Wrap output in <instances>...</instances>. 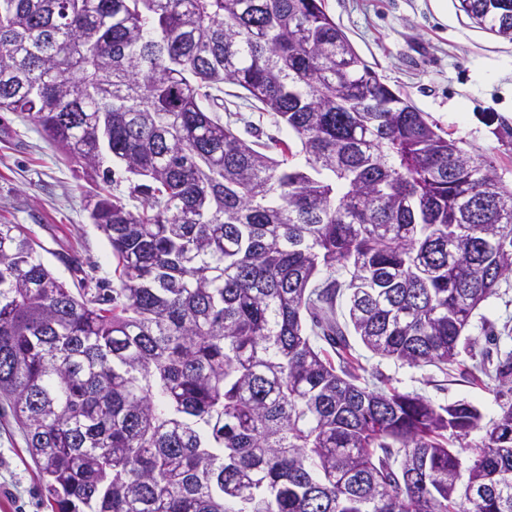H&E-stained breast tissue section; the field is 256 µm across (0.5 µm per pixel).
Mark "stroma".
Wrapping results in <instances>:
<instances>
[{
  "label": "stroma",
  "instance_id": "35a3bbf8",
  "mask_svg": "<svg viewBox=\"0 0 512 512\" xmlns=\"http://www.w3.org/2000/svg\"><path fill=\"white\" fill-rule=\"evenodd\" d=\"M357 53L394 91L407 96L464 150L490 157L512 184V42L459 14L454 0H325ZM93 182L26 115L0 112V224H20L44 265L70 288L78 259L94 279L112 275V254L86 208ZM474 350H461L449 373L413 367L356 345L360 374L372 385L417 393L434 405L464 401L483 423L501 414L493 385L472 381L483 354L512 350V276L474 311ZM22 430L0 410V512H47Z\"/></svg>",
  "mask_w": 512,
  "mask_h": 512
}]
</instances>
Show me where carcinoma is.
<instances>
[{
  "mask_svg": "<svg viewBox=\"0 0 512 512\" xmlns=\"http://www.w3.org/2000/svg\"><path fill=\"white\" fill-rule=\"evenodd\" d=\"M455 7L512 42V0ZM226 83L297 149L222 122ZM0 111L140 179L135 212L88 195L115 262L93 288L0 224V403L50 512H512V400L483 426L371 388L336 312L371 352L448 369L512 275V186L323 0H0ZM480 374L512 394V351Z\"/></svg>",
  "mask_w": 512,
  "mask_h": 512,
  "instance_id": "carcinoma-1",
  "label": "carcinoma"
}]
</instances>
